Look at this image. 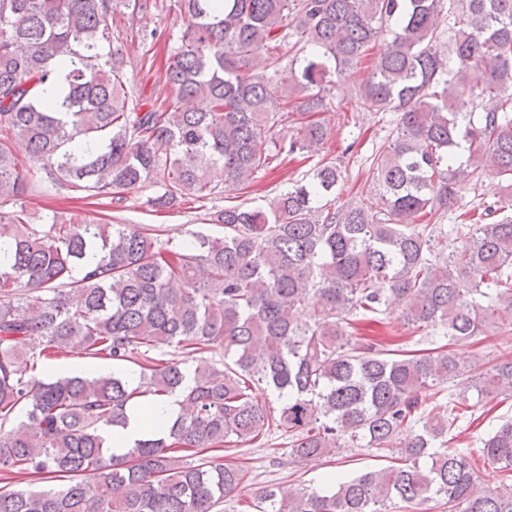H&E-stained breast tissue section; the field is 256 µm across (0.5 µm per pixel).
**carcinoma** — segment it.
I'll return each mask as SVG.
<instances>
[{"mask_svg": "<svg viewBox=\"0 0 512 512\" xmlns=\"http://www.w3.org/2000/svg\"><path fill=\"white\" fill-rule=\"evenodd\" d=\"M175 2L187 18L165 71L176 106L160 112L127 87L109 24L118 5L144 14L157 0H0V473L54 483L0 486V512H222L245 473L220 452L278 432L294 463L350 443L389 465L326 493L267 488L255 512H512V419L482 440L494 487L452 445L466 410L512 400V352L488 367L440 343L512 331V0ZM384 34L358 98L397 113L369 166L384 208L332 207L341 170L322 159L265 209L210 214L220 237L174 244L98 218L133 191L149 192L147 211L170 212L310 158L328 135L318 116ZM60 65L57 107L43 86ZM288 85L292 100L278 93ZM486 96L495 109L479 108ZM487 176L509 193L484 209L488 221L454 225L448 247L435 216ZM37 187L67 190L95 217L32 223L24 201ZM393 301L408 327L437 332L422 337L429 347L349 331L384 322ZM35 337L44 360L79 347L135 365L138 381L36 384L23 358ZM465 372L466 386L443 390ZM176 393L188 415L108 453L104 432L127 409Z\"/></svg>", "mask_w": 512, "mask_h": 512, "instance_id": "cac0c4a2", "label": "carcinoma"}]
</instances>
